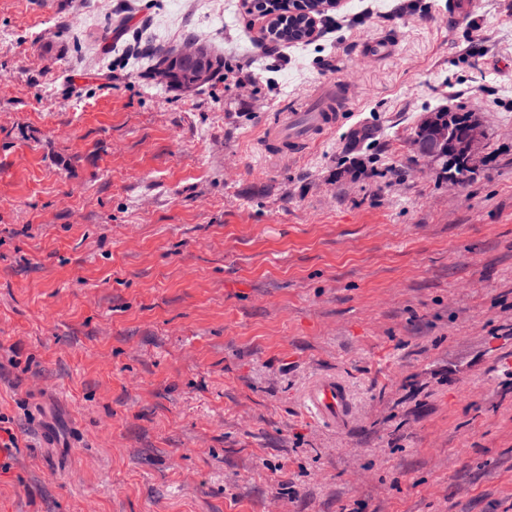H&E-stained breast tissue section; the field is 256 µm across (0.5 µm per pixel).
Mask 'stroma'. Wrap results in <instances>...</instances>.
Listing matches in <instances>:
<instances>
[{"mask_svg":"<svg viewBox=\"0 0 512 512\" xmlns=\"http://www.w3.org/2000/svg\"><path fill=\"white\" fill-rule=\"evenodd\" d=\"M448 3L264 55L244 0H0V512H512V0ZM142 39L224 68L167 87ZM445 108L486 127L462 184L412 149ZM341 96L334 91L317 93L295 112H277L265 130L264 139L275 156H287L307 148L325 131L333 129L340 115ZM305 400L322 422L344 429L352 417V402L348 390L335 376L324 375L307 388Z\"/></svg>","mask_w":512,"mask_h":512,"instance_id":"35a3bbf8","label":"stroma"}]
</instances>
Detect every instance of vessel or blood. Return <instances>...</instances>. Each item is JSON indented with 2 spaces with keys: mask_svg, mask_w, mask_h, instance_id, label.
Here are the masks:
<instances>
[{
  "mask_svg": "<svg viewBox=\"0 0 512 512\" xmlns=\"http://www.w3.org/2000/svg\"><path fill=\"white\" fill-rule=\"evenodd\" d=\"M340 101L338 93L320 92L299 110L276 113L264 135L273 155L302 151L325 131L333 129ZM305 399L319 420L336 429H344L352 417L349 392L336 377L324 375L315 379L307 388Z\"/></svg>",
  "mask_w": 512,
  "mask_h": 512,
  "instance_id": "vessel-or-blood-1",
  "label": "vessel or blood"
}]
</instances>
